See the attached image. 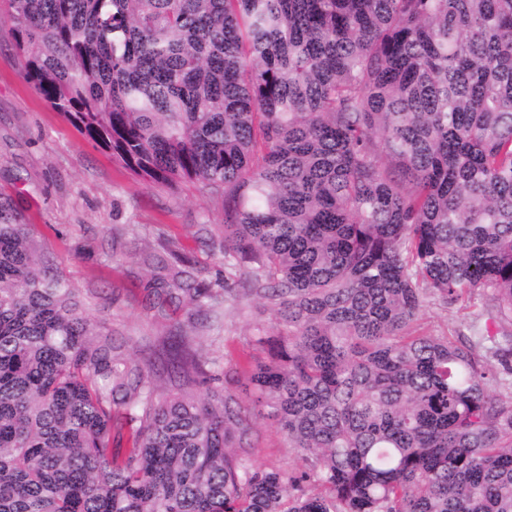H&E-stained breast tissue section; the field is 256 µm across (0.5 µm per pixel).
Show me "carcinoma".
I'll return each mask as SVG.
<instances>
[{"label": "carcinoma", "mask_w": 512, "mask_h": 512, "mask_svg": "<svg viewBox=\"0 0 512 512\" xmlns=\"http://www.w3.org/2000/svg\"><path fill=\"white\" fill-rule=\"evenodd\" d=\"M8 4L26 80L114 163L224 188L228 276L169 242L143 303L192 324L247 278L286 327L256 402L306 468L240 455L194 337L131 356L0 201V512H512V0ZM484 293L473 335L413 331Z\"/></svg>", "instance_id": "1"}]
</instances>
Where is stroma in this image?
Wrapping results in <instances>:
<instances>
[{"mask_svg":"<svg viewBox=\"0 0 512 512\" xmlns=\"http://www.w3.org/2000/svg\"><path fill=\"white\" fill-rule=\"evenodd\" d=\"M13 28L8 2L0 0V198L11 202L22 222L35 225L54 271L91 301L94 324L128 338L132 353L145 357L146 339L166 330L142 303L145 259L157 252L159 238H171L194 260L197 280L223 277L224 255L210 238L222 233L224 198L191 186L175 193L115 165L26 81ZM486 302L481 296L469 307L426 306L416 328L447 335L472 321ZM261 330L283 332L267 303L229 298L217 317L191 334L229 372L221 389L251 412L244 442L251 463L291 474L304 467L300 452L289 447L270 408L253 405L245 387L243 365L264 355L254 341Z\"/></svg>","mask_w":512,"mask_h":512,"instance_id":"35a3bbf8","label":"stroma"}]
</instances>
